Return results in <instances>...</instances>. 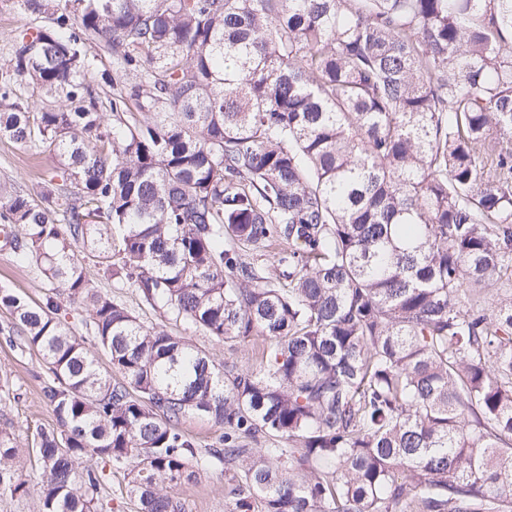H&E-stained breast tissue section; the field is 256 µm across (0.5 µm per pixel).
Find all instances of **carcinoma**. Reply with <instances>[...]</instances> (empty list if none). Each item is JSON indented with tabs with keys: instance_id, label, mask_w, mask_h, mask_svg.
Returning a JSON list of instances; mask_svg holds the SVG:
<instances>
[{
	"instance_id": "carcinoma-1",
	"label": "carcinoma",
	"mask_w": 512,
	"mask_h": 512,
	"mask_svg": "<svg viewBox=\"0 0 512 512\" xmlns=\"http://www.w3.org/2000/svg\"><path fill=\"white\" fill-rule=\"evenodd\" d=\"M19 5L0 137L59 167L37 197L0 183V226L47 290L0 288V309L57 427L30 468L0 429V496L104 512L109 467L137 512H183L169 488L221 465L232 512H512V0ZM83 46L114 65L112 96ZM169 325L261 336V364L218 366ZM188 415L224 447L199 451ZM61 301L63 304V308L67 309L68 315H66L67 321L70 323L71 327L82 336H91L89 331V314L88 312L78 305H69V301L66 299V296L61 297ZM179 427L200 451L224 447L221 441L224 425L198 416H187Z\"/></svg>"
}]
</instances>
